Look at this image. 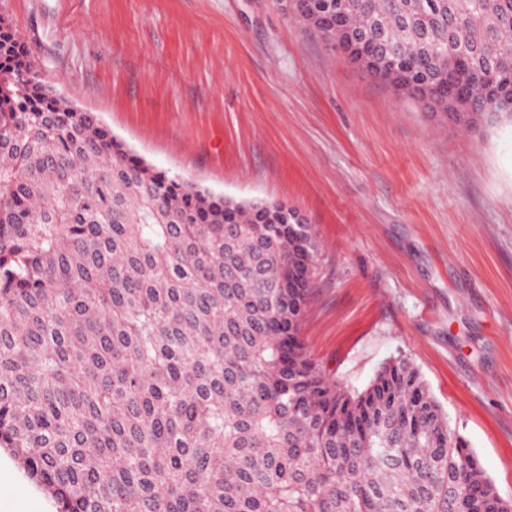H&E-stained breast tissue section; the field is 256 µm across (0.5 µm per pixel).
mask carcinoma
Segmentation results:
<instances>
[{
	"instance_id": "carcinoma-1",
	"label": "carcinoma",
	"mask_w": 512,
	"mask_h": 512,
	"mask_svg": "<svg viewBox=\"0 0 512 512\" xmlns=\"http://www.w3.org/2000/svg\"><path fill=\"white\" fill-rule=\"evenodd\" d=\"M512 122V0H305ZM319 243L284 203L158 171L49 89L0 17V448L58 512H512L419 371L305 353Z\"/></svg>"
}]
</instances>
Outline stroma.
I'll return each instance as SVG.
<instances>
[{
	"mask_svg": "<svg viewBox=\"0 0 512 512\" xmlns=\"http://www.w3.org/2000/svg\"><path fill=\"white\" fill-rule=\"evenodd\" d=\"M43 82L134 154L320 243L301 339L350 392L420 372L512 499V124L466 126L344 60L278 0H0ZM0 512H56L0 452Z\"/></svg>",
	"mask_w": 512,
	"mask_h": 512,
	"instance_id": "stroma-1",
	"label": "stroma"
}]
</instances>
